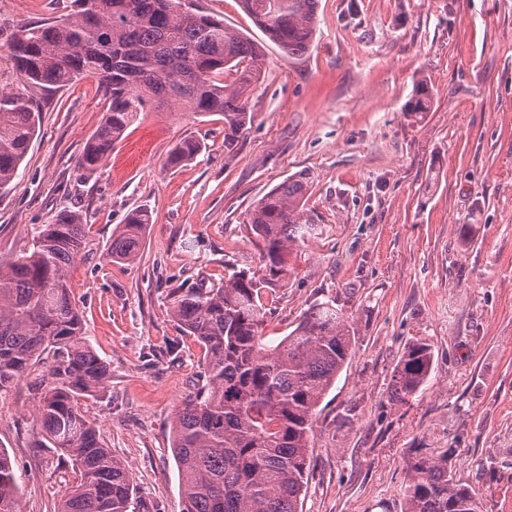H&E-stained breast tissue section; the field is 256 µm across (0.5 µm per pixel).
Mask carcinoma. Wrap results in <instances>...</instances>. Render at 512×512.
I'll list each match as a JSON object with an SVG mask.
<instances>
[{
  "label": "carcinoma",
  "instance_id": "obj_1",
  "mask_svg": "<svg viewBox=\"0 0 512 512\" xmlns=\"http://www.w3.org/2000/svg\"><path fill=\"white\" fill-rule=\"evenodd\" d=\"M253 23L290 58L309 52L318 0H239ZM61 21L21 23L8 48L31 88L44 93L94 77L108 101L103 123L78 159L98 171L137 113L172 105L224 121V147L239 140L252 114L247 92L261 74V47L224 20L186 0H74ZM432 90L417 82L406 106L429 111ZM32 97L0 89V190L13 181L37 134ZM185 138L167 167L201 152ZM307 178L296 175L255 205L248 223L258 266L234 267L224 284L201 281L169 294L170 313L201 346L205 383L172 418V455L181 512H301L310 467L309 441L317 408L352 353L353 312L338 299L316 300L295 328L270 341L269 296L288 277V250L311 235ZM150 214L132 210L112 237L114 262L139 252ZM85 245L83 215L59 213L33 235L32 250L0 264V392L12 388L44 354L54 366L33 414L47 447L78 468L79 480L57 512H129L128 465L101 442L79 401L103 392L109 366L83 336L82 315L70 297L69 273ZM432 366L428 344L405 346L393 375L400 400L417 393ZM405 512H486L483 501L454 479L451 455L409 462ZM17 479L0 450V512H17Z\"/></svg>",
  "mask_w": 512,
  "mask_h": 512
}]
</instances>
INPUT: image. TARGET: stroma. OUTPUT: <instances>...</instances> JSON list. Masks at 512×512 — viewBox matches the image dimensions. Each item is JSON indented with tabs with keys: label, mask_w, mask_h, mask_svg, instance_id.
I'll return each mask as SVG.
<instances>
[{
	"label": "stroma",
	"mask_w": 512,
	"mask_h": 512,
	"mask_svg": "<svg viewBox=\"0 0 512 512\" xmlns=\"http://www.w3.org/2000/svg\"><path fill=\"white\" fill-rule=\"evenodd\" d=\"M197 4L262 46L253 120L233 148L216 117L147 111L85 175L77 160L107 110L87 77L37 98L40 132L0 192V263L28 253L60 211L84 217L71 299L110 378L82 411L132 472L130 512H180L172 416L204 379L168 295L257 265L249 213L299 173L316 230L290 250L266 333L287 335L327 296L349 298L355 331L318 407L303 512H403L409 461L448 451L488 512H512V0H319L314 45L297 59L237 0ZM73 7L11 0L0 11V88L27 91L7 47L14 27ZM421 80L434 101L418 119L406 104ZM186 137L201 153L165 168ZM137 207L152 216L138 255L111 262L112 235ZM416 339L432 349L431 372L398 401L392 373ZM53 362L44 355L0 394L20 512H57L78 479L33 419L34 385Z\"/></svg>",
	"instance_id": "stroma-1"
}]
</instances>
